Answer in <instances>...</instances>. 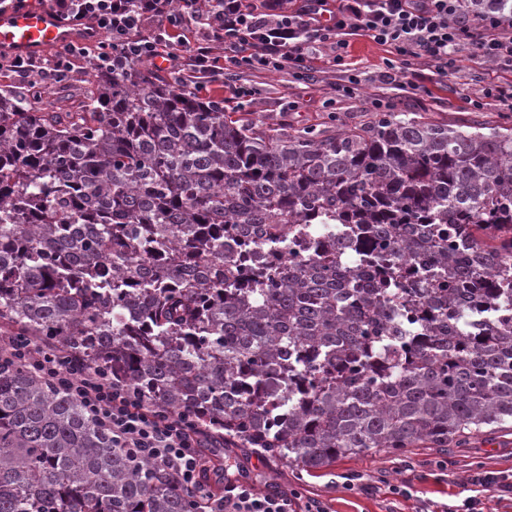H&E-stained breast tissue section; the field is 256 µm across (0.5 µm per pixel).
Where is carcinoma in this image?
<instances>
[{"label":"carcinoma","mask_w":512,"mask_h":512,"mask_svg":"<svg viewBox=\"0 0 512 512\" xmlns=\"http://www.w3.org/2000/svg\"><path fill=\"white\" fill-rule=\"evenodd\" d=\"M82 96L0 89V512H224L11 336L299 471L512 423V126L260 131L144 65Z\"/></svg>","instance_id":"obj_1"}]
</instances>
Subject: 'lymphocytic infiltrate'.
Instances as JSON below:
<instances>
[{"label": "lymphocytic infiltrate", "mask_w": 512, "mask_h": 512, "mask_svg": "<svg viewBox=\"0 0 512 512\" xmlns=\"http://www.w3.org/2000/svg\"><path fill=\"white\" fill-rule=\"evenodd\" d=\"M73 26L93 23L99 37L69 43L38 56L0 53L6 69L27 86L63 80L73 59L92 70L124 74L148 63L175 76L193 92L221 84L224 111H247L254 90L248 74L282 73L309 84L316 71L315 51L324 48L340 74L323 106L365 97L371 112L393 110L388 94L363 96L359 75L345 61L349 39L364 36L387 47L392 57L378 75L380 84L418 94L410 78L413 62L448 76L456 52L468 46L473 57L512 69V16L459 15L458 0H0V11L29 2ZM11 351L39 376L70 393L112 431L133 459L148 458L175 475L190 491H202L208 459L200 431L189 416L169 415L112 383L107 372L62 365L51 349L22 337ZM474 495L448 512H483L481 492L512 495V471H483L470 479ZM224 512H329L320 499L301 500L298 492L265 494L240 473L224 476Z\"/></svg>", "instance_id": "1"}]
</instances>
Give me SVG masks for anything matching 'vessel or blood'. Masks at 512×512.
<instances>
[{
    "mask_svg": "<svg viewBox=\"0 0 512 512\" xmlns=\"http://www.w3.org/2000/svg\"><path fill=\"white\" fill-rule=\"evenodd\" d=\"M83 28L41 9L0 12V50L27 55L49 50L84 36Z\"/></svg>",
    "mask_w": 512,
    "mask_h": 512,
    "instance_id": "vessel-or-blood-1",
    "label": "vessel or blood"
}]
</instances>
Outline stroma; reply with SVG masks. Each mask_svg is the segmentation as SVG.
Segmentation results:
<instances>
[{
	"label": "stroma",
	"mask_w": 512,
	"mask_h": 512,
	"mask_svg": "<svg viewBox=\"0 0 512 512\" xmlns=\"http://www.w3.org/2000/svg\"><path fill=\"white\" fill-rule=\"evenodd\" d=\"M348 63L361 73L365 95L378 92L375 77L388 56L385 47L364 37H355L348 48ZM512 78V72L493 63L472 57L468 50L457 54V67L449 77L443 78L425 71L423 83L428 94L403 95L398 109L402 112H424L428 117L451 124L469 125L476 121L502 124L511 109L495 105L477 111L470 104L488 85ZM259 96L248 117L255 125L288 130L310 129L330 134L368 122L369 112L363 98L339 103L336 118L327 113L291 112L287 109V96L297 93L288 75L259 76ZM236 461L244 474L255 478L258 484L274 482L285 489H294L302 495L327 501L332 512H421L425 504H457L470 496L472 486L468 478L479 470H512V429L492 430L475 435L463 448L441 451L437 448H410L401 454L369 451L342 458L333 465L312 472H299L278 466L269 459H261L249 449L236 451ZM444 461L446 469L442 479L430 477L432 464ZM359 477L360 485L347 490L350 477ZM411 477L414 484L410 499H396L388 494L386 483L402 477Z\"/></svg>",
	"instance_id": "obj_1"
}]
</instances>
